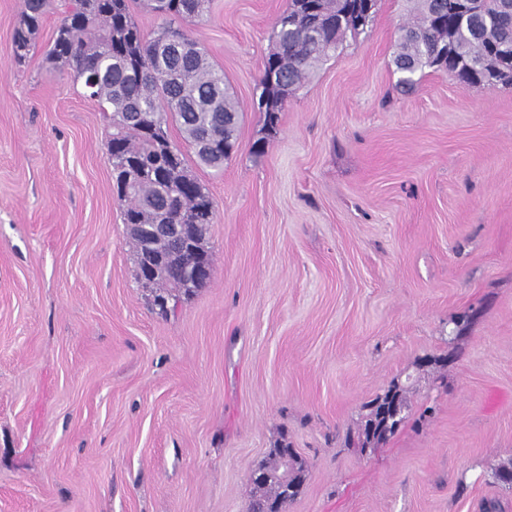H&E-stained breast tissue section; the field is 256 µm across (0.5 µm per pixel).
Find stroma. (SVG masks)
Returning a JSON list of instances; mask_svg holds the SVG:
<instances>
[{"label": "stroma", "instance_id": "stroma-1", "mask_svg": "<svg viewBox=\"0 0 512 512\" xmlns=\"http://www.w3.org/2000/svg\"><path fill=\"white\" fill-rule=\"evenodd\" d=\"M288 0H210L193 27L239 101L212 197V277L164 315L136 276L108 117L0 0V512H248L277 444L307 466L281 512H512V88L392 64L377 0L289 97L263 63ZM265 140L262 154L253 146ZM401 384L406 419L346 446ZM394 389H396L395 385L392 386L391 388H389L387 390V392L384 393V395L378 396L377 398H375L373 401H371L369 404L366 405L367 409L369 410V412L367 414V419H366L362 429L360 428V430L357 433V443L361 444L362 447H365L366 443H368L374 439H376L378 441L385 440L389 435L394 434V432L397 430V429L390 428L388 433L379 432L378 430L375 431L374 433H372L371 428H370V426L372 425V421L377 422L378 428H380L382 426L384 420L381 419V417H382V413H381V405L382 404L381 403H383L387 399V397L390 395V393ZM395 392L396 391L394 390L392 395ZM380 401H382V402L380 403ZM378 403H380V404H378Z\"/></svg>", "mask_w": 512, "mask_h": 512}]
</instances>
